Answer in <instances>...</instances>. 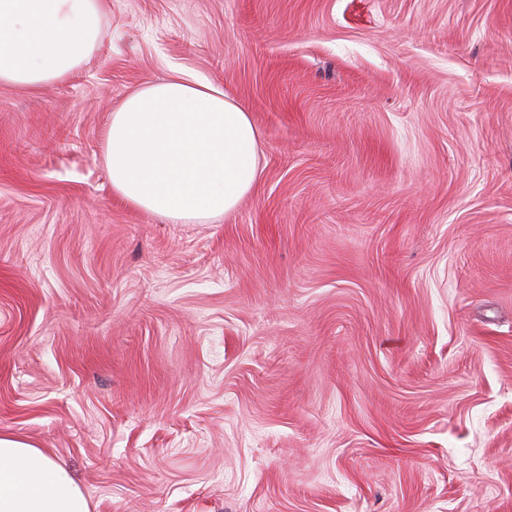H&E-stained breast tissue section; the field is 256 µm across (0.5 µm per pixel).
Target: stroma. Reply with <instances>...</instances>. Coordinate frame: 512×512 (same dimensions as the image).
<instances>
[{"instance_id": "obj_1", "label": "stroma", "mask_w": 512, "mask_h": 512, "mask_svg": "<svg viewBox=\"0 0 512 512\" xmlns=\"http://www.w3.org/2000/svg\"><path fill=\"white\" fill-rule=\"evenodd\" d=\"M181 75L260 176L170 224L112 110ZM90 512H512V0H107L0 85V433Z\"/></svg>"}]
</instances>
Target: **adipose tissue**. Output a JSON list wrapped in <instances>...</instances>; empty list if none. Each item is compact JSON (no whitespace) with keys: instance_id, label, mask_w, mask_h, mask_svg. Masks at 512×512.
<instances>
[{"instance_id":"ef3b65f1","label":"adipose tissue","mask_w":512,"mask_h":512,"mask_svg":"<svg viewBox=\"0 0 512 512\" xmlns=\"http://www.w3.org/2000/svg\"><path fill=\"white\" fill-rule=\"evenodd\" d=\"M105 0H0V85L33 89L80 69L102 39ZM112 191L173 224L234 211L260 174L246 107L180 76L149 82L113 111L104 141ZM0 512H89L68 471L0 434Z\"/></svg>"}]
</instances>
